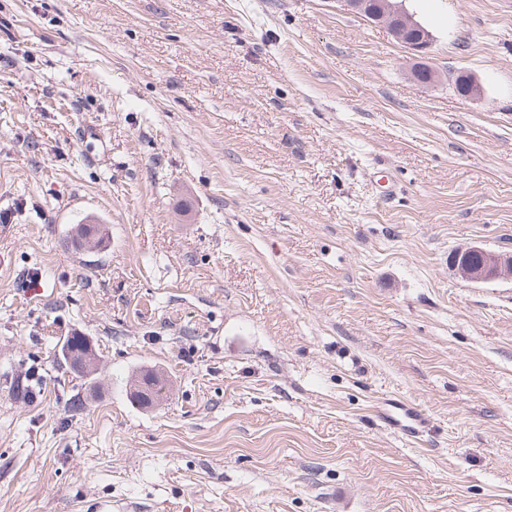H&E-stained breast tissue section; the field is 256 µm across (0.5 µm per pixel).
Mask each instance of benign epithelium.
<instances>
[{
  "label": "benign epithelium",
  "mask_w": 512,
  "mask_h": 512,
  "mask_svg": "<svg viewBox=\"0 0 512 512\" xmlns=\"http://www.w3.org/2000/svg\"><path fill=\"white\" fill-rule=\"evenodd\" d=\"M344 6L370 23L386 28L397 43L420 58L431 47L430 31L405 10L399 0H344ZM413 75L420 85L432 84L438 79L437 71L421 61L414 65ZM452 265L457 277L470 283L512 278V255L478 246L458 250Z\"/></svg>",
  "instance_id": "benign-epithelium-1"
}]
</instances>
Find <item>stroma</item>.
<instances>
[{"instance_id": "35a3bbf8", "label": "stroma", "mask_w": 512, "mask_h": 512, "mask_svg": "<svg viewBox=\"0 0 512 512\" xmlns=\"http://www.w3.org/2000/svg\"><path fill=\"white\" fill-rule=\"evenodd\" d=\"M403 5L0 0V512H512V0ZM347 10L360 15L372 24L386 28L393 39L423 57L432 44V35L413 14L405 10L402 0H344ZM400 2V3H399ZM414 30L410 37L408 32ZM452 265L457 277L470 283L512 278L511 254L488 251L478 246L458 250ZM86 341L88 340L84 336L74 335L67 337L62 344L61 359H58L60 367L64 366L68 367L71 370H73V368L78 370V367L76 365V359H80L84 351ZM65 348L68 356H65L62 353V351L65 350ZM378 418L407 439L419 437L429 425L420 408L399 398L386 399L378 410Z\"/></svg>"}]
</instances>
